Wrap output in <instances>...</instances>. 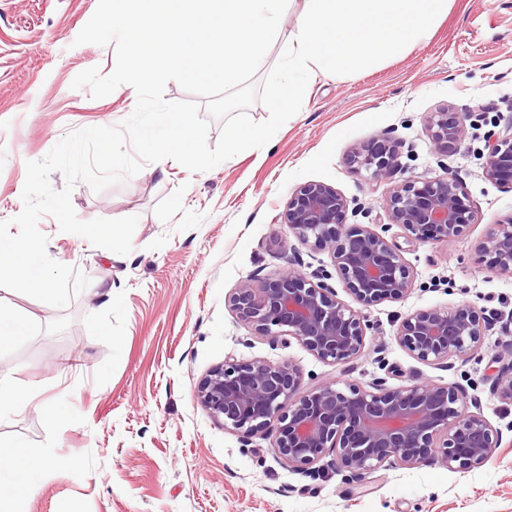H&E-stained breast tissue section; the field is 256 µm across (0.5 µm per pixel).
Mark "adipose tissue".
I'll list each match as a JSON object with an SVG mask.
<instances>
[{
  "label": "adipose tissue",
  "mask_w": 512,
  "mask_h": 512,
  "mask_svg": "<svg viewBox=\"0 0 512 512\" xmlns=\"http://www.w3.org/2000/svg\"><path fill=\"white\" fill-rule=\"evenodd\" d=\"M64 465V459L32 454L19 443L9 451H0V512H16L18 503L30 489L32 477L50 479Z\"/></svg>",
  "instance_id": "1"
}]
</instances>
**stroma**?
<instances>
[{"label": "stroma", "mask_w": 512, "mask_h": 512, "mask_svg": "<svg viewBox=\"0 0 512 512\" xmlns=\"http://www.w3.org/2000/svg\"><path fill=\"white\" fill-rule=\"evenodd\" d=\"M98 0H0V220L23 207L27 162L46 156L69 131L115 126L136 104L123 85L101 99L71 84L113 47L76 45ZM449 109L465 126L461 143L440 150L430 113ZM512 122V0H449L431 39L367 73L317 75L300 111L260 149L207 172L165 159L96 193L71 195L80 219L138 216L122 256L39 222L49 256L90 280L55 308L0 287V306L29 322L27 336L0 350V379L60 402L68 417L48 426L37 406L0 416V444L23 443L72 465L27 495L21 512H512V401L494 387L512 362V324L486 325L479 348L445 364L422 362L394 338L407 315L471 306L512 312V275L491 271L478 250L512 220V188L483 174L488 131ZM392 137L400 179L452 173L477 221L451 242L407 244L387 223L391 185L350 169L355 146ZM322 182L349 202L346 221L372 224L404 246L411 292L367 312L361 354L324 362L295 338L254 335L228 298L242 280L292 268L297 241L280 215L302 184ZM112 288L110 303L96 291ZM234 358L288 363L302 390L325 382L386 387L417 380L456 383L479 397L503 435L487 463L466 472L431 461L383 466L362 479L330 468L308 476L280 461L272 436L224 429L196 401L200 381Z\"/></svg>", "instance_id": "stroma-1"}]
</instances>
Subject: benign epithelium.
Listing matches in <instances>:
<instances>
[{
    "mask_svg": "<svg viewBox=\"0 0 512 512\" xmlns=\"http://www.w3.org/2000/svg\"><path fill=\"white\" fill-rule=\"evenodd\" d=\"M428 129L438 147L465 137L464 125L448 111L430 113ZM486 150V178L512 186V124L490 134ZM347 162L379 183L401 172L398 146L389 136L370 149L353 148ZM348 207L334 187L309 182L288 199L281 223L300 244L330 255L360 309L337 299L324 269L310 275L289 270L260 285L246 279L229 303L256 335L292 336L324 362H347L365 347L362 310L400 301L412 290L413 269L399 250L369 224L345 225ZM384 209L389 223L420 242L453 241L477 219L449 172L420 186L414 180L396 184ZM480 251L490 270L511 275L512 221L498 225ZM490 319L504 316L482 317L469 306L418 310L401 321L395 340L423 362H443L473 353ZM495 386L512 401V367L501 370ZM196 399L244 438L274 428L276 457L303 472L324 461L360 478L385 464L414 466L430 458L466 472L490 460L502 442V431L484 417L478 399L453 384L414 381L388 389L376 381L368 389L348 384L343 390L329 382L303 392L289 364L228 359L200 382Z\"/></svg>",
    "mask_w": 512,
    "mask_h": 512,
    "instance_id": "benign-epithelium-1",
    "label": "benign epithelium"
}]
</instances>
